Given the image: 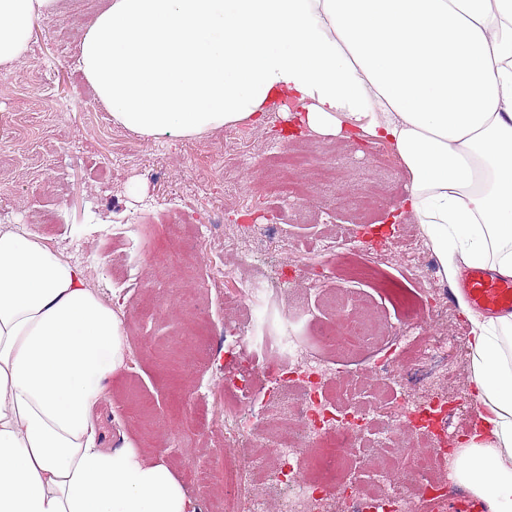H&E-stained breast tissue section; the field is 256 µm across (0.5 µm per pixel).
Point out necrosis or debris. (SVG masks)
Returning a JSON list of instances; mask_svg holds the SVG:
<instances>
[{
    "instance_id": "obj_1",
    "label": "necrosis or debris",
    "mask_w": 512,
    "mask_h": 512,
    "mask_svg": "<svg viewBox=\"0 0 512 512\" xmlns=\"http://www.w3.org/2000/svg\"><path fill=\"white\" fill-rule=\"evenodd\" d=\"M339 242L360 260L367 276L404 317L388 332L370 361L377 378L399 370L402 387L379 404L341 410L328 387L342 376L332 352L369 341L377 324L362 299L349 298L346 325L322 332L319 346L297 336L303 302L283 309L275 304L282 290L274 281H239L234 303L243 318L224 325V355L243 367L224 375L230 428L224 432V512H411L406 482L424 490V512H447L451 481L438 479L453 448L448 417L455 410L441 386L448 356L460 353L457 337L444 329L425 331V317L447 315V291L425 288L428 268L406 270L401 278L386 272L384 253L363 255L358 241L343 232ZM269 377L258 394L260 377ZM400 448V457L383 458L366 475L344 481L339 474L355 447ZM278 487L277 495L248 490L249 482Z\"/></svg>"
}]
</instances>
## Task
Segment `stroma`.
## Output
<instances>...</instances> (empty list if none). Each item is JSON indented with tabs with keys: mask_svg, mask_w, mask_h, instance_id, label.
<instances>
[{
	"mask_svg": "<svg viewBox=\"0 0 512 512\" xmlns=\"http://www.w3.org/2000/svg\"><path fill=\"white\" fill-rule=\"evenodd\" d=\"M107 2L57 0L52 20L34 21L26 55L0 75V206L7 223L26 225L82 263L90 287L122 318L127 361L97 410L105 447L129 443L144 456L163 457L197 512H206L191 473L211 470L210 493L223 494L224 450L208 437L224 416V375L205 357L224 341V299L236 291L233 276L208 289L216 262L245 275L293 278L315 322L343 321L331 299L347 293L363 297L383 325L396 328L399 313L369 282L332 277L310 288L305 271L335 264V253L320 245L337 225L415 233L420 227L400 205L404 168L380 169L361 135L325 139L306 128L291 134L282 105L270 107L264 125H235L231 138L221 128L197 138L146 139L113 123L70 54L73 37L84 36ZM288 147L341 167L342 182L328 187L313 181L311 170L301 171L312 185L301 202L310 220L290 222L276 208L270 243L244 237L225 248L223 226L236 219L241 196L281 181L268 155ZM375 180L386 182L387 192L365 216L353 201ZM176 207L219 225L200 239L192 228L170 225Z\"/></svg>",
	"mask_w": 512,
	"mask_h": 512,
	"instance_id": "obj_1",
	"label": "stroma"
}]
</instances>
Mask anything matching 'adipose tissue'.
I'll return each instance as SVG.
<instances>
[{"instance_id": "1", "label": "adipose tissue", "mask_w": 512, "mask_h": 512, "mask_svg": "<svg viewBox=\"0 0 512 512\" xmlns=\"http://www.w3.org/2000/svg\"><path fill=\"white\" fill-rule=\"evenodd\" d=\"M55 0H0V71ZM79 67L144 138L262 123L289 96L323 137L389 146L402 204L448 284L512 278V0H110ZM476 417L452 466L488 512H512V313L463 294ZM125 360L122 321L21 224L0 225V512H195L160 457L101 443L95 408Z\"/></svg>"}]
</instances>
